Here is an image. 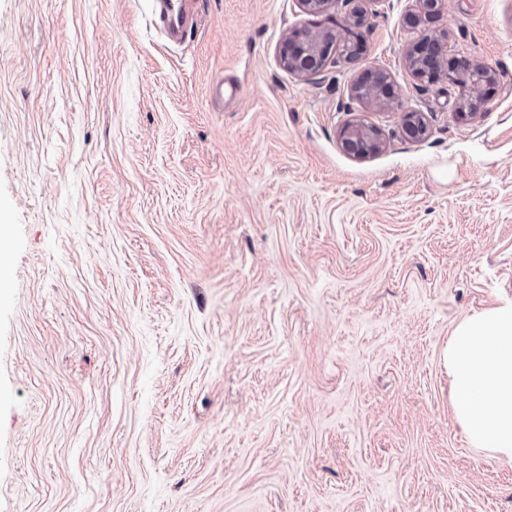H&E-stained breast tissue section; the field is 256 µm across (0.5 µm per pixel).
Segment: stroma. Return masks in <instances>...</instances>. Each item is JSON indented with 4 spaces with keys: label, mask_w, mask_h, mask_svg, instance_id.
Masks as SVG:
<instances>
[{
    "label": "stroma",
    "mask_w": 512,
    "mask_h": 512,
    "mask_svg": "<svg viewBox=\"0 0 512 512\" xmlns=\"http://www.w3.org/2000/svg\"><path fill=\"white\" fill-rule=\"evenodd\" d=\"M186 2L174 40L153 0H0V512H512L445 361L512 300V0L444 2L497 73L467 121L406 66L411 0L307 77L279 42L342 2ZM368 66L388 109L349 96ZM357 120L379 153L342 150ZM402 130L408 140L418 142L422 140L427 132L422 113L416 110H407L402 116Z\"/></svg>",
    "instance_id": "stroma-1"
}]
</instances>
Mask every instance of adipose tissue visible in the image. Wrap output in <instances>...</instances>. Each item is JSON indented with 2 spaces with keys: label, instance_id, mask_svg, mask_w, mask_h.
Segmentation results:
<instances>
[{
  "label": "adipose tissue",
  "instance_id": "obj_1",
  "mask_svg": "<svg viewBox=\"0 0 512 512\" xmlns=\"http://www.w3.org/2000/svg\"><path fill=\"white\" fill-rule=\"evenodd\" d=\"M453 412L472 447L512 464V301L474 313L448 340Z\"/></svg>",
  "mask_w": 512,
  "mask_h": 512
}]
</instances>
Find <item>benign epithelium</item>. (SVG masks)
<instances>
[{"label":"benign epithelium","mask_w":512,"mask_h":512,"mask_svg":"<svg viewBox=\"0 0 512 512\" xmlns=\"http://www.w3.org/2000/svg\"><path fill=\"white\" fill-rule=\"evenodd\" d=\"M299 7L308 13L324 12L336 5V0H296ZM373 0H345V4L351 6L349 11L350 25L343 28L342 32L313 31L305 27H295L287 32L278 48L280 65L291 74L298 76L317 75L325 68L333 48L329 43L345 41L352 36L353 29L361 28L365 23L368 9L366 4ZM444 0H415V5L403 15V24L414 31L420 32L417 40L406 47L404 52L405 62L412 75L423 84L436 82L443 76L449 82H456L451 69H446L441 75H433L424 62L428 61L438 67L442 66L447 56L445 42L446 32L440 31L438 35H427V27L438 23L443 17ZM481 74L478 79L470 84L469 104L474 109H467L469 104H460L458 114L468 120L481 110L487 94L494 90L497 83L496 72L487 67H480ZM368 79L377 80L375 89L369 97V101L382 104L381 96L389 94L387 74L381 70L366 67L353 81L350 87L351 96L363 100L360 96V88ZM402 130L408 140L418 142L427 132L422 113L416 110H407L402 116ZM342 148L348 154L365 158L378 153L383 146L382 138L377 128L362 123H350L346 125L340 134Z\"/></svg>","instance_id":"benign-epithelium-1"}]
</instances>
